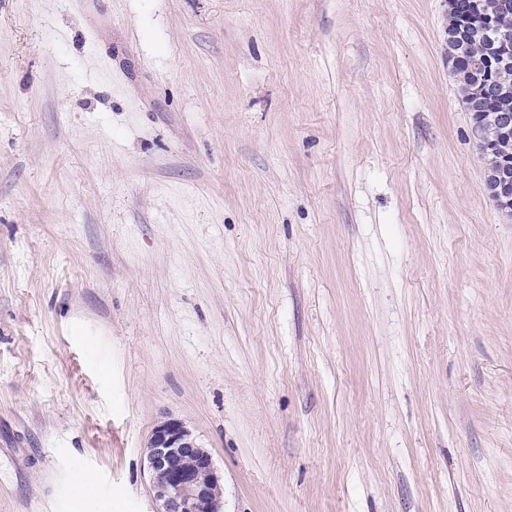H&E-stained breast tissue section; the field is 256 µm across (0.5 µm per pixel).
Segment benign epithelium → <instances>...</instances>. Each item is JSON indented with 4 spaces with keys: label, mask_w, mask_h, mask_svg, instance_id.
Returning <instances> with one entry per match:
<instances>
[{
    "label": "benign epithelium",
    "mask_w": 512,
    "mask_h": 512,
    "mask_svg": "<svg viewBox=\"0 0 512 512\" xmlns=\"http://www.w3.org/2000/svg\"><path fill=\"white\" fill-rule=\"evenodd\" d=\"M499 181L502 188L495 191L493 200L511 217L512 197L502 193L508 186L507 175ZM145 461L157 512H223L222 477L212 454L183 421L168 418L153 428Z\"/></svg>",
    "instance_id": "7a95c632"
}]
</instances>
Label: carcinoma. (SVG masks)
Listing matches in <instances>:
<instances>
[{
  "label": "carcinoma",
  "instance_id": "1",
  "mask_svg": "<svg viewBox=\"0 0 512 512\" xmlns=\"http://www.w3.org/2000/svg\"><path fill=\"white\" fill-rule=\"evenodd\" d=\"M512 31V0H455L448 10V59L474 125L494 133L502 119L512 120V43L494 44L483 31L488 26ZM486 173L512 164V140L479 148Z\"/></svg>",
  "mask_w": 512,
  "mask_h": 512
}]
</instances>
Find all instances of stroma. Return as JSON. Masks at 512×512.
<instances>
[{
    "mask_svg": "<svg viewBox=\"0 0 512 512\" xmlns=\"http://www.w3.org/2000/svg\"><path fill=\"white\" fill-rule=\"evenodd\" d=\"M477 145L448 0H0V512H512ZM145 456L156 512H223V479L212 454L183 421L168 418L157 424Z\"/></svg>",
    "mask_w": 512,
    "mask_h": 512,
    "instance_id": "1",
    "label": "stroma"
}]
</instances>
